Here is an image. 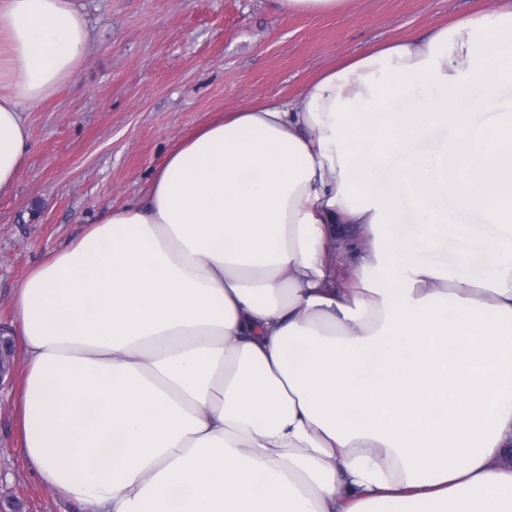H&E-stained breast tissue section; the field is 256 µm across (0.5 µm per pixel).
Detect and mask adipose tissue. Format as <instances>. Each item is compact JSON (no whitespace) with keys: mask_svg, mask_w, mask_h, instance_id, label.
Segmentation results:
<instances>
[{"mask_svg":"<svg viewBox=\"0 0 512 512\" xmlns=\"http://www.w3.org/2000/svg\"><path fill=\"white\" fill-rule=\"evenodd\" d=\"M90 39L0 0V193ZM510 93L509 4L176 145L14 295L41 479L88 512H512Z\"/></svg>","mask_w":512,"mask_h":512,"instance_id":"adipose-tissue-1","label":"adipose tissue"}]
</instances>
